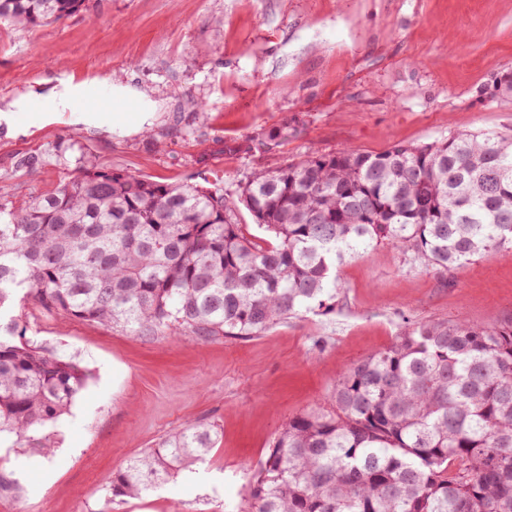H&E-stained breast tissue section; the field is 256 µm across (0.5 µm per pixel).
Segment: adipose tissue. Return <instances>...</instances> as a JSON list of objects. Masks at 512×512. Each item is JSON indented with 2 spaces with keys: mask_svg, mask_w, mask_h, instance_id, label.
Returning a JSON list of instances; mask_svg holds the SVG:
<instances>
[{
  "mask_svg": "<svg viewBox=\"0 0 512 512\" xmlns=\"http://www.w3.org/2000/svg\"><path fill=\"white\" fill-rule=\"evenodd\" d=\"M97 91L98 81L94 78L80 82L71 79L60 80L51 85L47 91L30 92L0 103V123L13 125L16 113L31 109L41 112L44 120L51 122L56 120L62 112L71 110L76 100L92 98ZM111 94L113 102L118 105L117 110L109 113L88 109L81 114V122L99 127L107 126L113 131L129 136L151 127L162 110L159 101L130 84H112ZM129 102L137 105V111L131 117L122 110L123 104Z\"/></svg>",
  "mask_w": 512,
  "mask_h": 512,
  "instance_id": "ef3b65f1",
  "label": "adipose tissue"
}]
</instances>
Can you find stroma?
Masks as SVG:
<instances>
[{
	"label": "stroma",
	"mask_w": 512,
	"mask_h": 512,
	"mask_svg": "<svg viewBox=\"0 0 512 512\" xmlns=\"http://www.w3.org/2000/svg\"><path fill=\"white\" fill-rule=\"evenodd\" d=\"M507 73L512 0H89L35 29L2 21L0 99L95 77L145 90L166 110L131 136L18 113L17 129L0 124V201L22 205L86 165L233 194L312 151L508 133L512 95L497 88ZM284 123L295 138L251 149ZM339 279L332 318L209 343L141 338L15 300L27 337L89 379L53 428V456L24 443L0 449V472L17 487L0 512H102L112 474L190 422L218 434L205 461L118 512H242L276 434L329 406L343 369L410 323L512 320V249L444 273L378 245Z\"/></svg>",
	"instance_id": "1"
}]
</instances>
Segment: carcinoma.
Returning a JSON list of instances; mask_svg holds the SVG:
<instances>
[{"instance_id":"carcinoma-1","label":"carcinoma","mask_w":512,"mask_h":512,"mask_svg":"<svg viewBox=\"0 0 512 512\" xmlns=\"http://www.w3.org/2000/svg\"><path fill=\"white\" fill-rule=\"evenodd\" d=\"M86 2L0 0V20L33 28ZM293 135L285 124L258 146ZM242 207L271 238L238 223ZM378 244L443 271L512 249V134L311 152L235 199L217 183L85 166L23 205L1 202L0 440L50 454V435L33 432L68 414L88 379L19 329V291L133 336L250 338L334 313L338 270ZM215 443L207 425H185L112 475L109 503L193 470ZM245 512H512V321L409 324L348 366L331 408L278 432Z\"/></svg>"}]
</instances>
